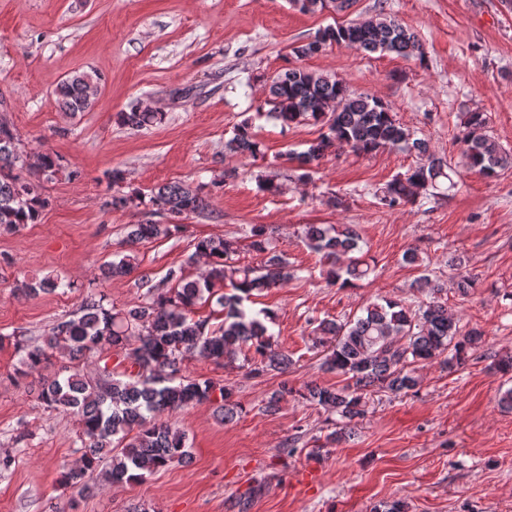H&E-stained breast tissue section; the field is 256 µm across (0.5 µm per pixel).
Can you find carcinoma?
<instances>
[{
  "label": "carcinoma",
  "mask_w": 512,
  "mask_h": 512,
  "mask_svg": "<svg viewBox=\"0 0 512 512\" xmlns=\"http://www.w3.org/2000/svg\"><path fill=\"white\" fill-rule=\"evenodd\" d=\"M344 45L365 52H387L402 58L424 57L418 35L394 19L371 18L362 23L328 26L308 42L293 49L298 57L316 55L314 45ZM92 77L74 71L54 89L64 112H85L95 99L88 96ZM272 114L284 127L313 122L326 132L309 147L294 154L301 171L299 179L311 177L313 165L327 153L345 148L356 154H371L382 148L401 147L426 158L397 175L382 190V202L389 207L414 200L441 179L451 180L448 164L430 152L427 141L396 120L381 100L350 93L339 81L303 68H289L270 85ZM122 122L137 130L161 124L165 113L134 106L120 113ZM481 112L465 113L464 130L457 138L462 155L471 170L491 178L497 170L512 165V154L484 131ZM14 133L0 137V228L11 231L22 224H33L46 201L39 185L25 180L23 159L15 153ZM225 151L255 158L262 154L261 143L243 124L224 144ZM59 157L40 154L37 171L51 177L59 170ZM149 203L174 220L172 224H130L127 243L170 237L182 230L177 219L205 209L206 199L180 182H169L142 195L134 193L115 199L121 206ZM307 245L321 255L327 265L325 280L330 286L351 288L369 277L374 267L366 259L365 242L348 224H306ZM247 250L265 255L257 267L242 264L237 255L239 241L222 236L199 238L189 260L207 257L209 269L197 278L183 265L172 267L163 279L166 289L148 290L146 300L124 308L106 306V298L90 292L83 297L79 313L58 321L48 336L34 344L16 343L21 352L24 376L39 373L54 353L64 348L78 364L68 374L39 380L38 400L46 407L79 417V439L83 454L80 464L64 470L61 483L83 491L90 489L87 477L101 470L107 484H130L175 463L187 455L186 434L167 421L165 412L189 406L211 404L224 422L239 415L240 406L232 392L212 380L193 379L183 374V362L191 354L227 365L237 353L251 363V374L269 370L284 371L288 354L274 344L269 326L277 314L262 309L253 314L246 303L272 288H280L294 277L283 255L269 249L268 228L250 225ZM464 259L448 257L454 270L452 284L465 295L473 285L463 273ZM137 268L134 251L100 269V275L117 277ZM63 287L56 277L46 276L35 283L22 281L16 291L26 297L52 293ZM414 287L426 291V299L416 305L392 297H378L363 308L354 320L322 319L313 328L314 346L323 348L321 369L346 376L347 384L331 389L317 383L306 387L305 399L337 415L348 425L365 414L366 395L372 387L395 394L414 391L420 384L418 366L438 359L459 362L484 347L483 333L462 331L458 320L448 314L443 295L445 284L427 275ZM213 303L224 313V320L213 328L206 319H193L199 304ZM113 353L128 363L118 372L108 366L87 370L86 361L98 354ZM449 353L451 358H443Z\"/></svg>",
  "instance_id": "obj_1"
}]
</instances>
